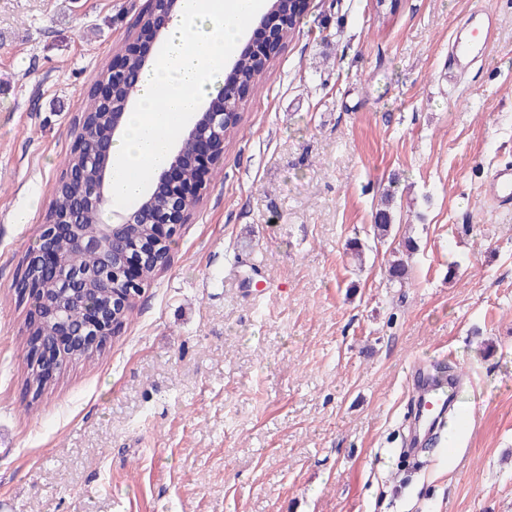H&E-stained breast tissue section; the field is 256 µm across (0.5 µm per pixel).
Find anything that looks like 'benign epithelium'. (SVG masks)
Instances as JSON below:
<instances>
[{
	"label": "benign epithelium",
	"instance_id": "obj_1",
	"mask_svg": "<svg viewBox=\"0 0 512 512\" xmlns=\"http://www.w3.org/2000/svg\"><path fill=\"white\" fill-rule=\"evenodd\" d=\"M280 0H270L269 7L259 19V26L265 29V41L261 48L271 58L285 41L283 37ZM180 0H151L148 12L150 35H139L135 43L112 59L111 71L114 76L126 79L124 96L115 102V89L111 82L104 80L94 87L96 96L112 105L108 113L110 130L107 136L92 147L86 163L96 171L93 188L78 200L76 213L60 220H51L44 225L43 232L35 249L27 261L38 268L47 277L63 281V290L58 292L45 288L38 278L27 281L25 294L40 297L48 302L52 311V321L48 328V341L39 351L40 364L44 371V380H52L57 361L66 355L67 349L81 342L90 346L104 344L109 336L118 333V312L124 310L137 297L132 287L140 278V261L145 249L167 246L174 236L177 226L184 222L190 209L200 197L202 185L185 180L183 156L180 151L172 153L167 161L158 168L153 176L150 191L127 209H116L112 205L109 193L111 181V155L114 140L125 127L126 114L130 111L133 97L137 91L139 76H130L127 57L139 59L141 67L147 66V56L143 47L155 44L167 31L169 24L179 10ZM245 97L239 83L225 80L221 95L211 99L204 109L197 113L195 122L180 135L182 140H190L195 145V162L200 171L220 160L223 152L224 129L229 126L227 113L235 112ZM162 190L167 193L166 208L155 218L151 243L143 249L139 246L127 247L130 227L141 222L143 212L151 206L155 193ZM86 207L101 212L110 211L109 220L92 229L78 228L77 212ZM57 237H69L75 248L84 253H96L101 257L102 265L95 272H89L74 265L58 254L53 246ZM94 279H108L114 285L112 302L108 309L102 310L86 299L88 285ZM73 305L84 308V318L79 324L68 318Z\"/></svg>",
	"mask_w": 512,
	"mask_h": 512
}]
</instances>
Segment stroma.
<instances>
[{
	"label": "stroma",
	"mask_w": 512,
	"mask_h": 512,
	"mask_svg": "<svg viewBox=\"0 0 512 512\" xmlns=\"http://www.w3.org/2000/svg\"><path fill=\"white\" fill-rule=\"evenodd\" d=\"M147 0H0V503L7 512H512V0H303L218 176L93 363L23 394L14 284L83 97ZM491 49L447 82L483 14ZM412 237L367 229L391 175ZM359 238L362 260L346 243ZM464 369L451 447L401 453L414 363ZM488 192L501 205H512V167L499 168L492 173ZM415 248L416 245L414 241L408 239L402 242L401 244L398 243V247H394L391 250L390 254L393 257V259L388 260L386 266V275L388 282L399 284L400 287L407 283L409 275L408 261L404 260L402 257H397V254H399L401 250L405 249V253L408 259Z\"/></svg>",
	"instance_id": "stroma-1"
}]
</instances>
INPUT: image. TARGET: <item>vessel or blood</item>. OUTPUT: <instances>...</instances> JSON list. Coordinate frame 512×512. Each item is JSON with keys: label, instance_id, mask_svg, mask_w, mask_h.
Instances as JSON below:
<instances>
[{"label": "vessel or blood", "instance_id": "obj_1", "mask_svg": "<svg viewBox=\"0 0 512 512\" xmlns=\"http://www.w3.org/2000/svg\"><path fill=\"white\" fill-rule=\"evenodd\" d=\"M488 192L499 203L512 205V167L506 166L492 173L488 181ZM410 378L416 406L413 444H420L425 436L444 440L446 417L458 388V376L439 379L426 368L417 366L412 369Z\"/></svg>", "mask_w": 512, "mask_h": 512}]
</instances>
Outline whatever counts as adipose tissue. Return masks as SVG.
Returning <instances> with one entry per match:
<instances>
[{
    "label": "adipose tissue",
    "instance_id": "1",
    "mask_svg": "<svg viewBox=\"0 0 512 512\" xmlns=\"http://www.w3.org/2000/svg\"><path fill=\"white\" fill-rule=\"evenodd\" d=\"M266 0H182L168 37L140 78L122 136L112 146V201H135L172 150L175 135L224 82V64L245 34V21Z\"/></svg>",
    "mask_w": 512,
    "mask_h": 512
}]
</instances>
